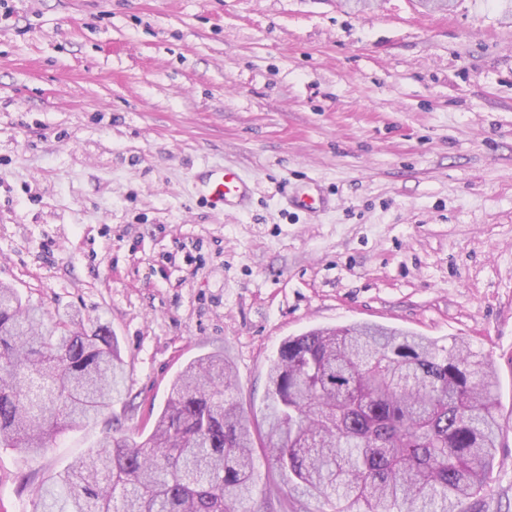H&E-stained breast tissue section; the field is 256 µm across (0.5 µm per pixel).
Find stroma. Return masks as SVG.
Masks as SVG:
<instances>
[{
	"label": "stroma",
	"instance_id": "stroma-1",
	"mask_svg": "<svg viewBox=\"0 0 512 512\" xmlns=\"http://www.w3.org/2000/svg\"><path fill=\"white\" fill-rule=\"evenodd\" d=\"M0 22V283L107 325L150 432L220 351L262 414L281 343L353 322L458 336L497 376L502 446L476 512H512V16L501 0H13ZM225 165L244 210L198 202ZM317 180L329 202L287 203ZM104 435L0 447L31 512Z\"/></svg>",
	"mask_w": 512,
	"mask_h": 512
}]
</instances>
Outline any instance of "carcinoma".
Segmentation results:
<instances>
[{
	"instance_id": "cac0c4a2",
	"label": "carcinoma",
	"mask_w": 512,
	"mask_h": 512,
	"mask_svg": "<svg viewBox=\"0 0 512 512\" xmlns=\"http://www.w3.org/2000/svg\"><path fill=\"white\" fill-rule=\"evenodd\" d=\"M124 360L89 330L0 285V446L44 452L103 419L97 449L35 493L33 512H261L254 448L288 478L276 512H469L501 447L495 372L463 338L376 324L311 329L280 345L253 428L224 354L177 373L152 432L112 412Z\"/></svg>"
}]
</instances>
